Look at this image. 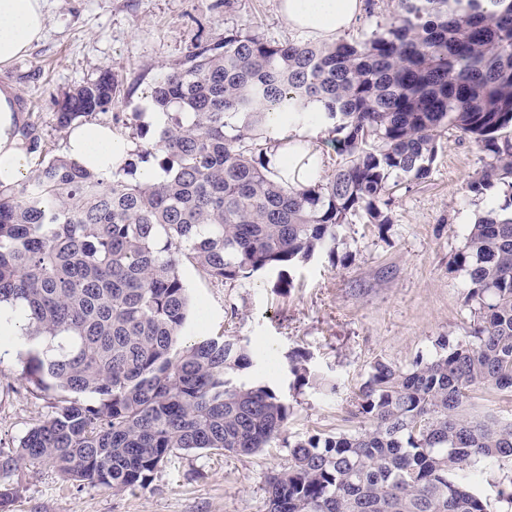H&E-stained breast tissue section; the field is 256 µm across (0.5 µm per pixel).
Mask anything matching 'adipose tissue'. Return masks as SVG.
<instances>
[{
    "label": "adipose tissue",
    "mask_w": 512,
    "mask_h": 512,
    "mask_svg": "<svg viewBox=\"0 0 512 512\" xmlns=\"http://www.w3.org/2000/svg\"><path fill=\"white\" fill-rule=\"evenodd\" d=\"M44 0H0V68L26 54L41 39L47 24ZM361 0H280L281 16L289 27L311 35L331 37L348 30L361 12ZM17 110L15 91L0 85V184L13 186L28 170L20 140L13 132ZM277 144L269 160L272 171L289 183L309 184L321 167V151L304 127L282 130L272 124ZM68 157L102 175H111L129 157L130 144L98 123L70 129L66 140Z\"/></svg>",
    "instance_id": "ef3b65f1"
}]
</instances>
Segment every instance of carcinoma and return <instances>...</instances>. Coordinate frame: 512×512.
Masks as SVG:
<instances>
[{
    "label": "carcinoma",
    "mask_w": 512,
    "mask_h": 512,
    "mask_svg": "<svg viewBox=\"0 0 512 512\" xmlns=\"http://www.w3.org/2000/svg\"><path fill=\"white\" fill-rule=\"evenodd\" d=\"M491 2L397 0L363 41L232 33L155 80L164 123L112 175L56 157L0 184V306L33 342L22 378L59 399L18 446L0 443V471L48 462L77 485L124 490L179 451L270 447L292 410L270 385L228 378L253 366L248 349L233 336L179 344L191 309L180 260L224 283L275 269L289 290L283 267L334 256L351 216L389 223L391 175L427 178L451 127L491 158L469 193L510 188L457 257L477 321L406 371L376 361L356 393L368 426L296 441L266 494L268 512H487L468 467L512 461V420L467 410L479 389L512 392V0ZM119 96L102 74L65 95L57 124ZM273 118L330 128L333 173L276 179ZM150 158L160 179L134 177ZM289 373L299 389L325 385L307 352Z\"/></svg>",
    "instance_id": "cac0c4a2"
}]
</instances>
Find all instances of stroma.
<instances>
[{
  "label": "stroma",
  "instance_id": "obj_1",
  "mask_svg": "<svg viewBox=\"0 0 512 512\" xmlns=\"http://www.w3.org/2000/svg\"><path fill=\"white\" fill-rule=\"evenodd\" d=\"M280 0H45L47 28L30 50L0 70V85L16 92L17 126L33 123L42 146L30 168L63 155L67 130L54 113L64 92L104 73L123 91L93 122L111 126L142 145L150 88L179 68L193 47L223 41L231 32L277 42H305L288 27ZM488 155L455 129L440 139L427 179L398 177L391 191L390 224L359 215L341 229L335 257L320 256L299 269L295 286L278 291L277 274L260 271L232 283L205 276L190 263L181 275L192 300L182 343L234 336L262 341L260 366L275 362L268 378L293 408L274 448L253 455L182 451L163 463L143 488L112 490L75 485L49 463L0 472L14 489L0 512H267L266 479L287 467L288 443L316 432L356 433L365 421L354 397L375 361L408 368L434 354L438 338L456 340L476 318L466 299L468 278L456 264L471 224L498 207L502 190L481 197L467 191ZM310 352L334 391L292 388L289 356ZM52 395L33 391L21 377L16 353L0 349V441L18 445L54 412ZM477 491L489 512H512L497 489L512 481V463H476Z\"/></svg>",
  "mask_w": 512,
  "mask_h": 512
}]
</instances>
